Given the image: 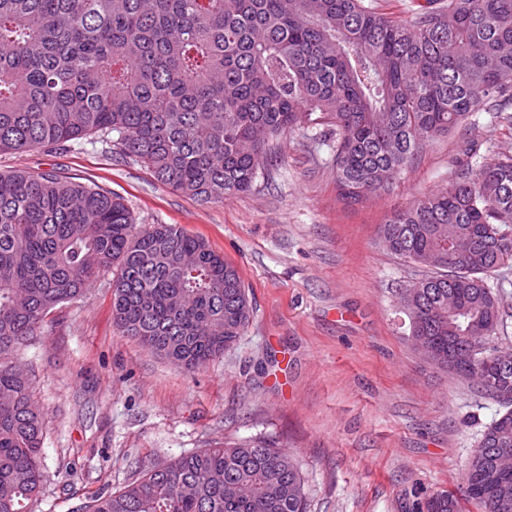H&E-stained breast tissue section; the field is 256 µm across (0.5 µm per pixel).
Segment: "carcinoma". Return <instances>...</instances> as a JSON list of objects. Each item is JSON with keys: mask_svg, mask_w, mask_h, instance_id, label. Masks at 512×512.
Masks as SVG:
<instances>
[{"mask_svg": "<svg viewBox=\"0 0 512 512\" xmlns=\"http://www.w3.org/2000/svg\"><path fill=\"white\" fill-rule=\"evenodd\" d=\"M512 102V0H425L401 22L363 0H0V153L103 143L204 203L256 187L273 142L320 130L336 187L389 193L426 143L483 103ZM388 249L433 268L409 336L431 363L512 392L489 347V278L512 263V156L462 165L393 210ZM454 268H448V258ZM112 273L121 335L194 372L224 355L252 306L237 268L175 224L139 230L125 200L53 171L0 172V512H32L43 422L14 365L58 305ZM512 410L486 427L462 496L413 512H512ZM85 512H307L300 465L254 440L156 464Z\"/></svg>", "mask_w": 512, "mask_h": 512, "instance_id": "obj_1", "label": "carcinoma"}]
</instances>
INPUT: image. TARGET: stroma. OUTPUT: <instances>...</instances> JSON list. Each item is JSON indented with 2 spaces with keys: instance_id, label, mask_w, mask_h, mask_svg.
Returning <instances> with one entry per match:
<instances>
[{
  "instance_id": "stroma-1",
  "label": "stroma",
  "mask_w": 512,
  "mask_h": 512,
  "mask_svg": "<svg viewBox=\"0 0 512 512\" xmlns=\"http://www.w3.org/2000/svg\"><path fill=\"white\" fill-rule=\"evenodd\" d=\"M474 142L512 154V128L480 105L428 143L393 191L349 204L332 142L279 140L247 193L203 203L102 144L0 153V171H53L122 196L138 228L176 224L238 269L254 315L236 345L188 373L121 336L112 276L46 318L20 364L44 421L47 482L34 512H79L142 467L216 442L261 438L301 461L309 512H410L458 492L482 433L505 411L470 380L431 365L409 339L402 288L424 277L385 247L393 209L445 186Z\"/></svg>"
}]
</instances>
